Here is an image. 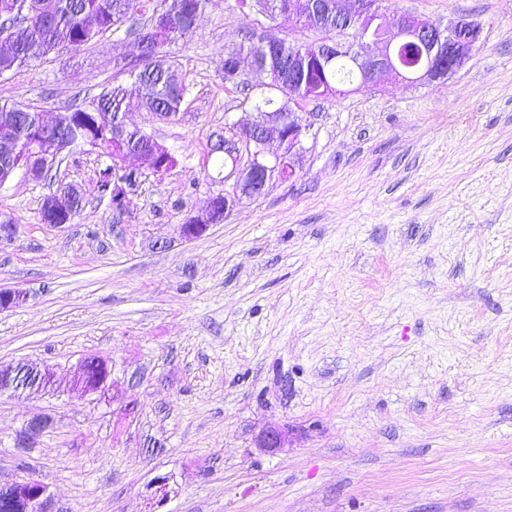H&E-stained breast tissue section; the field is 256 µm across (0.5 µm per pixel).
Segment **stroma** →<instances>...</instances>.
<instances>
[{
  "mask_svg": "<svg viewBox=\"0 0 512 512\" xmlns=\"http://www.w3.org/2000/svg\"><path fill=\"white\" fill-rule=\"evenodd\" d=\"M211 0L170 44L189 93L178 120L133 111L177 165L124 213L100 201V150L66 151L57 178L0 186V365L55 390L0 395V483L47 485L58 512H512V0H383L388 18L482 28L470 60L416 87L390 80L298 106L297 173L185 240L223 192L207 162L259 90L224 81L253 15ZM124 32L0 77V103L61 112L97 96ZM73 223L41 220L58 182ZM108 396L74 390L85 357ZM52 423L34 447L16 437ZM288 444L256 448L266 428Z\"/></svg>",
  "mask_w": 512,
  "mask_h": 512,
  "instance_id": "obj_1",
  "label": "stroma"
}]
</instances>
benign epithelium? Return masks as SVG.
<instances>
[{"label":"benign epithelium","mask_w":512,"mask_h":512,"mask_svg":"<svg viewBox=\"0 0 512 512\" xmlns=\"http://www.w3.org/2000/svg\"><path fill=\"white\" fill-rule=\"evenodd\" d=\"M334 22L336 39L318 41L322 54L314 58L299 50L288 54V71H283L278 61L260 65L251 55L243 52L233 56L232 78L236 84L247 67L262 77L260 88L281 91L293 84V75L316 64L320 67L330 60L346 56L358 73L357 80L345 90L336 87L334 95L347 91L371 89L389 80L407 84L421 81L435 82L453 75L471 57L481 43V26L469 19H459L441 30L428 21L415 16H403L391 30L385 16L380 12L379 0H288V26L302 23L307 29L322 33L326 23ZM359 33V41L349 40L350 31ZM264 39L265 49L282 48L286 41L265 29L262 23L245 35L243 43ZM410 45L420 52V62L405 69L396 61L397 47ZM298 103L295 96L282 103L274 112H259L251 123L232 128L230 136L224 137L225 156L230 165L224 166V194L210 198L205 209L181 225L182 237L192 240L201 236L209 226L224 221L230 207L241 197H259L274 179L293 178L298 163V148L305 135L306 125L300 113L293 109ZM34 151L45 160V169L59 165L62 151L57 142L48 138L35 143ZM246 155L245 166H239L241 155ZM120 171L112 170V208L118 212L126 209L130 197L136 195L138 187L130 186L118 178ZM27 293L14 288L0 289V312L22 305ZM17 369L0 367V394L20 396L28 393L27 386L19 381ZM111 367L97 357H87L74 375V386L84 394L103 395L108 392ZM47 421L35 419L21 431L18 444L31 447L41 436ZM287 432L280 428H267L256 439V447L273 452L284 447ZM0 503L24 510V512H55L53 498L48 487L34 479L11 484H0Z\"/></svg>","instance_id":"7a95c632"}]
</instances>
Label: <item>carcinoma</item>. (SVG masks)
I'll list each match as a JSON object with an SVG mask.
<instances>
[{"mask_svg": "<svg viewBox=\"0 0 512 512\" xmlns=\"http://www.w3.org/2000/svg\"><path fill=\"white\" fill-rule=\"evenodd\" d=\"M164 2L170 26L164 32L142 34L147 56L143 62L127 69L134 75L136 84L148 88V93L142 96L123 82L112 81L97 97L71 109L66 127L58 132L62 145L74 147L92 139L113 162L120 161L125 152L133 151L142 154L155 171L173 164L170 157L155 152L150 135L130 131L119 141L113 129L114 120L125 112L140 110L174 115L184 102L186 85L177 78L174 62L163 48L189 37L194 32L190 17L196 12L203 13L211 0ZM157 3L158 0H0V18L11 20L20 16L27 21L26 28L16 33L13 42L0 49V77L62 49L78 52L128 20L132 25L125 29V35L130 36L136 33L135 17L147 21ZM353 81L349 60L341 56L333 59L325 71L315 69L297 78L288 90L316 98L323 94L324 84L334 86ZM44 135L40 111L24 104L1 103L0 137L9 143L0 154V178H10L20 165L39 172L31 144ZM82 210L83 197L67 190L56 204L43 201L41 215L44 223L51 224L66 219L72 221Z\"/></svg>", "mask_w": 512, "mask_h": 512, "instance_id": "carcinoma-1", "label": "carcinoma"}]
</instances>
